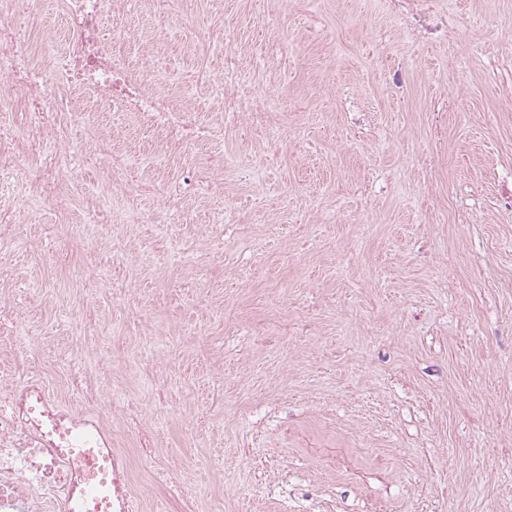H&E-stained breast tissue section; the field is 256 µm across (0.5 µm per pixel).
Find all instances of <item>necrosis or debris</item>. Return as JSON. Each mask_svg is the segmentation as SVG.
Returning <instances> with one entry per match:
<instances>
[{
	"instance_id": "1",
	"label": "necrosis or debris",
	"mask_w": 512,
	"mask_h": 512,
	"mask_svg": "<svg viewBox=\"0 0 512 512\" xmlns=\"http://www.w3.org/2000/svg\"><path fill=\"white\" fill-rule=\"evenodd\" d=\"M145 3L157 27L167 29L172 0H0V112L29 113L31 124L29 135L22 138L0 129V156L44 157V164L27 173L26 184L33 197L51 201L59 210L69 204L59 192L64 176L91 154L103 159L109 187L123 190L131 199L154 195L155 210L130 209L126 216L130 224L166 223L170 209L191 186L206 191L215 202L224 197L220 154L209 156L207 168L188 165L182 181L170 185L143 181L137 151L112 153L104 134L93 136L82 147L57 149L66 126L81 124L83 105L143 115L149 126L161 130L164 151L173 159L191 151L192 106L202 98H222L225 114L269 131L280 127L281 106L271 89L245 96L236 78L227 73L212 68L190 75L169 71L157 56H142L139 67H131L124 55L132 38L130 29L108 27L106 18L116 10L131 12ZM36 10L59 11L63 37L47 41L40 63L34 65L24 57V25L27 15ZM62 113L68 115V125L58 122ZM36 362L30 353H0V512H69L81 500L89 479L84 464L64 453L81 430L84 415L45 407L39 394L28 390L24 380ZM69 383L87 402L96 404L101 428L118 427L129 418V403L100 401L97 381L85 372H72ZM153 475L151 459H141L135 467L122 460L112 474L109 505L102 512H121L136 479Z\"/></svg>"
}]
</instances>
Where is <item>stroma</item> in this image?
<instances>
[{"instance_id": "1", "label": "stroma", "mask_w": 512, "mask_h": 512, "mask_svg": "<svg viewBox=\"0 0 512 512\" xmlns=\"http://www.w3.org/2000/svg\"><path fill=\"white\" fill-rule=\"evenodd\" d=\"M435 2L452 18L441 41L382 0H176L162 32L133 17L129 60L156 42L184 73L221 66L203 24L223 20L249 89L277 81L284 106L274 160L264 130L196 110L239 158L224 205L249 229L221 235L202 196L173 216L177 253L157 225H127L143 249L123 272L147 312L58 259L102 170H70L59 213L27 198L29 159L0 162V205L23 215L0 298L32 317L16 347L61 409L84 406L76 366L102 400L166 397L163 423L137 414L113 438L133 453L152 434V512L219 495L224 512H512V0ZM136 144L145 178L179 179L161 139ZM89 309L115 327L86 354ZM69 383L71 387L82 392L88 403H94L100 399L98 382L87 376L85 372L80 370L72 372L69 375Z\"/></svg>"}]
</instances>
